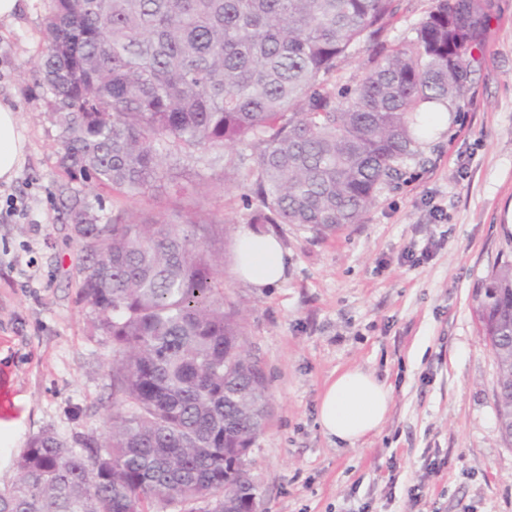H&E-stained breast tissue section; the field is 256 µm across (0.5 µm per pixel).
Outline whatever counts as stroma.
I'll use <instances>...</instances> for the list:
<instances>
[{
	"instance_id": "stroma-1",
	"label": "stroma",
	"mask_w": 512,
	"mask_h": 512,
	"mask_svg": "<svg viewBox=\"0 0 512 512\" xmlns=\"http://www.w3.org/2000/svg\"><path fill=\"white\" fill-rule=\"evenodd\" d=\"M496 4L462 111L436 117L422 159L360 223L327 238L270 225L291 259L278 287L233 274L250 211L224 186L223 154L187 160L209 184L204 218L226 224L224 292L268 381L248 455L263 512H512V445L497 433L496 370L473 311L476 289L512 259V0ZM50 8L29 0L0 25V100L15 102L27 140L17 177L0 184V487L33 435L81 447L112 405V340L81 297L87 271L64 209L89 190L58 165L33 69ZM350 368L392 391L380 432L353 446L317 423L327 384Z\"/></svg>"
}]
</instances>
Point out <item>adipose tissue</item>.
I'll use <instances>...</instances> for the list:
<instances>
[{"mask_svg": "<svg viewBox=\"0 0 512 512\" xmlns=\"http://www.w3.org/2000/svg\"><path fill=\"white\" fill-rule=\"evenodd\" d=\"M27 140L18 112L0 102V183H10L25 159ZM290 257L275 234L244 231L237 244L233 273L250 286L278 287L288 272ZM390 388L359 368L344 371L325 389L318 406V423L330 437L355 444L376 434L389 411Z\"/></svg>", "mask_w": 512, "mask_h": 512, "instance_id": "adipose-tissue-1", "label": "adipose tissue"}]
</instances>
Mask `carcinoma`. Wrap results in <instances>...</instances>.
<instances>
[{
  "label": "carcinoma",
  "instance_id": "obj_1",
  "mask_svg": "<svg viewBox=\"0 0 512 512\" xmlns=\"http://www.w3.org/2000/svg\"><path fill=\"white\" fill-rule=\"evenodd\" d=\"M37 67L72 179L126 200L155 184L189 204L167 218L70 214L87 264L81 294L112 338V409L84 453L34 435L0 489V512H224L259 487L242 452L262 434L267 379L217 276L202 183L170 158L220 152L252 224L318 236L360 223L422 154L433 112H458L495 0H432L413 35L389 38L403 0H51ZM355 83L333 77L353 47ZM497 367L500 438L512 445V260L476 291ZM216 503L200 511L197 503Z\"/></svg>",
  "mask_w": 512,
  "mask_h": 512
}]
</instances>
